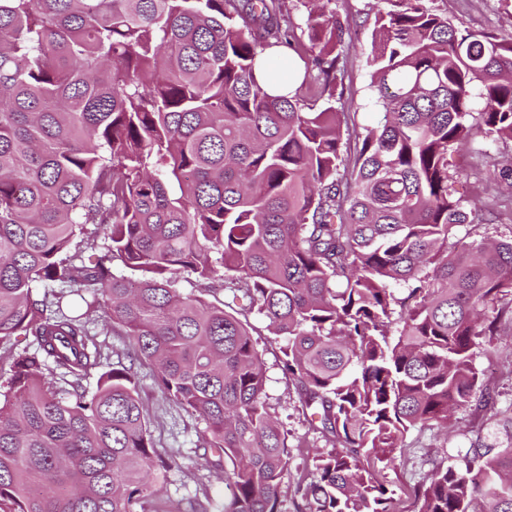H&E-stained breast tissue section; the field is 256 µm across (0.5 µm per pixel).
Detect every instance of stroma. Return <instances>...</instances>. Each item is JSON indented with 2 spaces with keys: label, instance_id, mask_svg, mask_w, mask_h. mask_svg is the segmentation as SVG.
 Here are the masks:
<instances>
[{
  "label": "stroma",
  "instance_id": "35a3bbf8",
  "mask_svg": "<svg viewBox=\"0 0 512 512\" xmlns=\"http://www.w3.org/2000/svg\"><path fill=\"white\" fill-rule=\"evenodd\" d=\"M434 6L459 29L512 37V0H434ZM328 8L349 24L345 39L350 47L339 62L337 90L341 95V109L349 115L343 128V141L352 150L360 143L366 127L377 119L376 114L364 109L371 94L367 54L374 14L369 0H330ZM494 158L512 159V142L488 145L479 137L470 151L451 155L450 160L469 208L481 213L489 209L498 213V223L486 227L488 234L509 237L512 236V190L494 179L490 166ZM251 323L258 333L256 342L265 362L269 410L283 422L294 446L291 465L282 485L284 506L287 512H292L297 479L312 476L315 454L330 452L332 444L298 411L296 394L281 371L280 352L266 332L265 319L255 315ZM511 340L512 321L505 319L499 325L497 347L483 346L474 352V362L493 396L495 415L466 409L455 413L448 427L435 425L410 430L401 454L377 463L379 479L394 492L395 512H415L417 505L411 489L424 480L433 461L460 466L471 446L504 448L512 444V438L505 432L507 420L512 417V357L499 349L500 344ZM137 371L140 398L152 419L151 429L158 449L163 453L179 452L183 463L182 469L168 474L161 490L162 498L175 502L195 495L209 500L210 512H219L224 501L221 471L214 466L211 456L205 455L197 446L205 428L204 422L164 398L154 382L151 366H138Z\"/></svg>",
  "mask_w": 512,
  "mask_h": 512
}]
</instances>
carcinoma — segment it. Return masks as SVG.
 <instances>
[{
    "instance_id": "carcinoma-1",
    "label": "carcinoma",
    "mask_w": 512,
    "mask_h": 512,
    "mask_svg": "<svg viewBox=\"0 0 512 512\" xmlns=\"http://www.w3.org/2000/svg\"><path fill=\"white\" fill-rule=\"evenodd\" d=\"M429 2L372 0L379 118L347 160L345 23L321 0L318 109L266 89L295 38L279 0H0V512H162L181 465L157 451L137 362L204 421L223 512H285L254 314L333 442L295 512H395L374 463L411 429L494 410L473 350L512 309V237L479 232L497 215L456 195L448 153L512 141V38ZM95 315L129 336L130 364ZM467 454L433 464L417 512H512V447Z\"/></svg>"
}]
</instances>
